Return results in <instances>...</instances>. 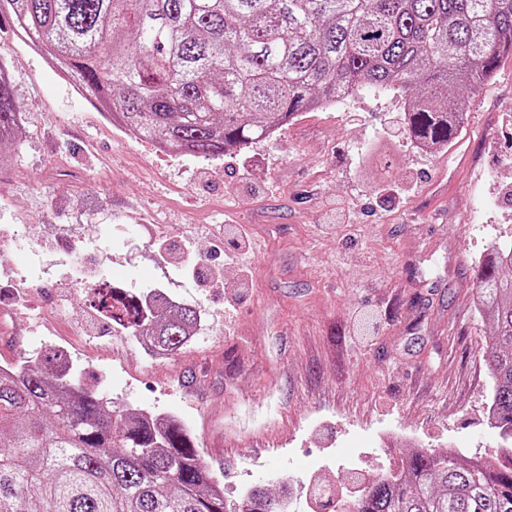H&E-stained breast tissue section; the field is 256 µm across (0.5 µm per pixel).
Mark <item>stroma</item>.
Returning <instances> with one entry per match:
<instances>
[{
  "label": "stroma",
  "instance_id": "obj_1",
  "mask_svg": "<svg viewBox=\"0 0 512 512\" xmlns=\"http://www.w3.org/2000/svg\"><path fill=\"white\" fill-rule=\"evenodd\" d=\"M0 62L26 114L0 148V364L68 347L87 387L180 419L231 504L288 486V512H336L412 448L497 454L475 301L512 245V55L448 146L413 148L404 94L372 89L215 160L126 138L14 26ZM20 225L32 245L8 246ZM88 274L160 281L196 338L151 359Z\"/></svg>",
  "mask_w": 512,
  "mask_h": 512
}]
</instances>
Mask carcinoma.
<instances>
[{
    "mask_svg": "<svg viewBox=\"0 0 512 512\" xmlns=\"http://www.w3.org/2000/svg\"><path fill=\"white\" fill-rule=\"evenodd\" d=\"M21 35L103 111L166 151L215 158L265 140L293 115L367 89L409 100L406 131L428 148L457 130L461 87L474 93L512 52V0H0ZM20 107L0 63V144L17 142ZM512 246L482 264L484 350L494 427L512 440ZM98 308L173 355L197 309L168 310L123 288ZM505 460L418 451L369 481L356 512H512ZM229 512L221 480L174 417L110 405L58 354L0 367V512ZM255 486L237 512H277Z\"/></svg>",
    "mask_w": 512,
    "mask_h": 512,
    "instance_id": "cac0c4a2",
    "label": "carcinoma"
}]
</instances>
